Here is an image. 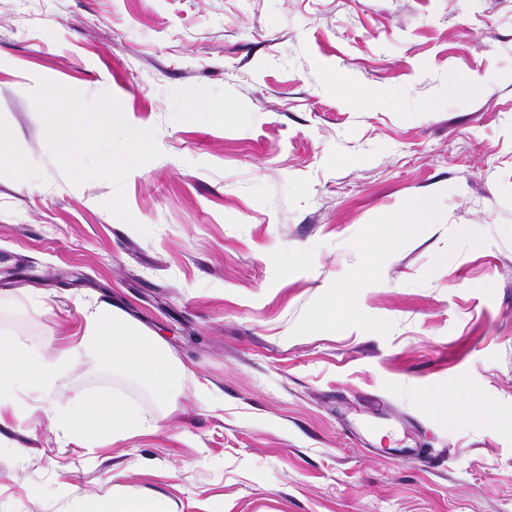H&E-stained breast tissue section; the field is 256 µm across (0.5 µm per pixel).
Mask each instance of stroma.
<instances>
[{"label": "stroma", "instance_id": "obj_1", "mask_svg": "<svg viewBox=\"0 0 512 512\" xmlns=\"http://www.w3.org/2000/svg\"><path fill=\"white\" fill-rule=\"evenodd\" d=\"M0 138V335L54 353L106 301L186 369L59 380L152 422L118 441L17 394L0 512H512V0H0ZM152 141L151 132L144 129L134 131L128 146L112 156V172L121 173L142 167L149 159Z\"/></svg>", "mask_w": 512, "mask_h": 512}]
</instances>
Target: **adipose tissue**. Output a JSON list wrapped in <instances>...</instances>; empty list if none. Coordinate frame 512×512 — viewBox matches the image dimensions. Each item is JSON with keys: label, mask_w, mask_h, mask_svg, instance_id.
<instances>
[{"label": "adipose tissue", "mask_w": 512, "mask_h": 512, "mask_svg": "<svg viewBox=\"0 0 512 512\" xmlns=\"http://www.w3.org/2000/svg\"><path fill=\"white\" fill-rule=\"evenodd\" d=\"M84 317L82 336L53 355L10 338L0 339V415L19 390L48 401L58 381L82 359L148 383L161 400L180 389L185 369L157 339L142 334L125 316L102 303ZM51 417L69 434L85 440L122 431L137 433L148 427L140 412L118 396L92 402L78 395L65 409L52 411Z\"/></svg>", "instance_id": "adipose-tissue-1"}]
</instances>
